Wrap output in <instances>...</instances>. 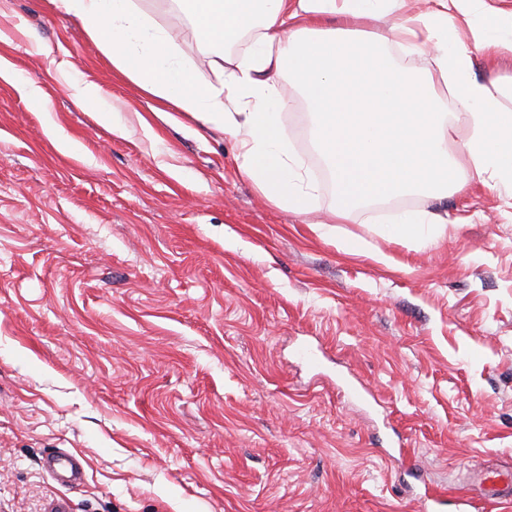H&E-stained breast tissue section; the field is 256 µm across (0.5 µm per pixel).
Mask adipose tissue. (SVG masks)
<instances>
[{"label":"adipose tissue","mask_w":512,"mask_h":512,"mask_svg":"<svg viewBox=\"0 0 512 512\" xmlns=\"http://www.w3.org/2000/svg\"><path fill=\"white\" fill-rule=\"evenodd\" d=\"M52 2L78 18L113 68L143 92L238 137L242 172L288 211L311 212L317 187L283 132L287 104L277 84L285 72L317 120L312 139L336 186L338 217L400 196L440 199L470 178L512 188V111L471 59L475 49L512 55V11L487 0H174L219 75L207 86L197 83L172 33L135 0ZM389 15L397 23L377 29ZM239 44L243 56H231L229 47ZM398 50L428 56L429 67L403 66ZM67 84L75 103L97 104L99 122L124 134L98 86L77 78ZM449 90L472 128L460 147L464 169L448 148L454 112L444 111L442 94ZM447 222L438 211H408L378 231L426 246Z\"/></svg>","instance_id":"1"}]
</instances>
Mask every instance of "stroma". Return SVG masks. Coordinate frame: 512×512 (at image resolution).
Instances as JSON below:
<instances>
[{
  "label": "stroma",
  "instance_id": "1",
  "mask_svg": "<svg viewBox=\"0 0 512 512\" xmlns=\"http://www.w3.org/2000/svg\"><path fill=\"white\" fill-rule=\"evenodd\" d=\"M136 2L217 83L184 15ZM0 58V512H421L424 482L512 512L466 486L512 467L511 189L337 218L290 108L319 185L297 215L222 126L163 117L50 0H0ZM71 74L124 135L73 104ZM401 209L451 223L425 247L379 235ZM55 448L84 457L82 485L44 470ZM70 97L76 104L94 103L97 104V116L101 124L111 128L112 133L123 135L125 124L120 120L114 109L104 101L101 90L98 86L81 81L78 78L69 77L67 80Z\"/></svg>",
  "mask_w": 512,
  "mask_h": 512
}]
</instances>
